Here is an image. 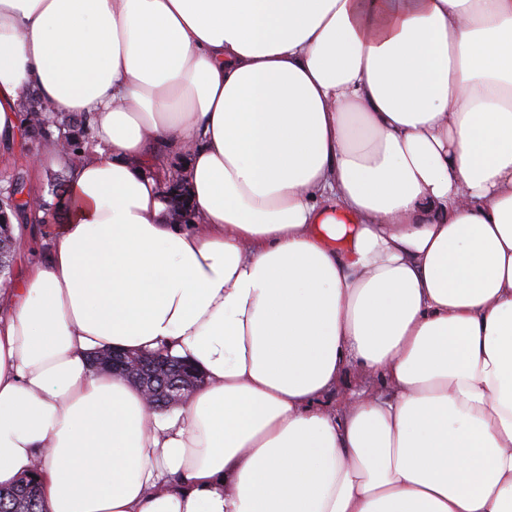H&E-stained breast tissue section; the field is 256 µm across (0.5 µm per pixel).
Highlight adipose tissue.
<instances>
[{
  "label": "adipose tissue",
  "instance_id": "adipose-tissue-1",
  "mask_svg": "<svg viewBox=\"0 0 512 512\" xmlns=\"http://www.w3.org/2000/svg\"><path fill=\"white\" fill-rule=\"evenodd\" d=\"M89 118L0 288L44 512H512V0H0V140ZM190 157L172 222L161 153ZM205 375L179 408L94 370ZM381 389L337 403L348 368ZM163 192L171 203L172 220L177 224H191L196 218L197 210L189 197L182 178L172 177L169 179Z\"/></svg>",
  "mask_w": 512,
  "mask_h": 512
}]
</instances>
